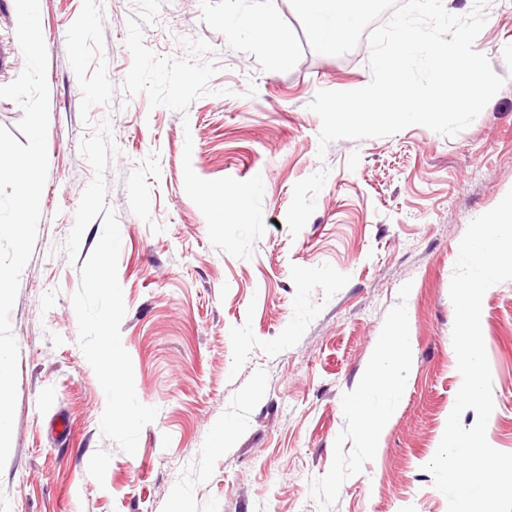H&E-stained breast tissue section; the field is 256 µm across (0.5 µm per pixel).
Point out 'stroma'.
Instances as JSON below:
<instances>
[{
    "label": "stroma",
    "instance_id": "1",
    "mask_svg": "<svg viewBox=\"0 0 512 512\" xmlns=\"http://www.w3.org/2000/svg\"><path fill=\"white\" fill-rule=\"evenodd\" d=\"M114 84L132 66L125 41L140 0H100ZM82 0H40L47 49L48 177L31 259L9 319L19 346L11 451L0 512H448L426 464L462 378L449 290L469 223L512 190V0H485L474 41L505 83L452 137L414 125L319 146L318 91L369 83L370 46L313 51L290 0H161L143 27L156 55L212 61L210 95L187 112L115 92L82 120L67 31ZM263 16L271 41L224 19ZM12 0H0V85L25 60ZM116 147L106 202L121 234V342L141 403L155 407L135 454L102 435L106 397L78 345L71 296L102 234L85 230L77 261L62 246L94 170L79 151L90 123ZM206 180L261 176L266 225L251 259L212 246L184 189L183 151ZM406 315L411 347L394 373L401 396L374 447L348 410L380 336ZM481 330L494 411L486 438L512 453V281L483 296ZM63 418L67 439L51 424ZM229 429L224 447L213 440Z\"/></svg>",
    "mask_w": 512,
    "mask_h": 512
}]
</instances>
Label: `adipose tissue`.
<instances>
[{
  "label": "adipose tissue",
  "mask_w": 512,
  "mask_h": 512,
  "mask_svg": "<svg viewBox=\"0 0 512 512\" xmlns=\"http://www.w3.org/2000/svg\"><path fill=\"white\" fill-rule=\"evenodd\" d=\"M405 317H398L389 331L380 340L378 354L368 369L366 381L361 391L350 400L348 407L357 416L363 441L366 447H373L379 430L389 414V404L400 393L399 387L390 381L389 374L395 368L399 353L407 351ZM383 391L387 405L377 407L372 403L376 391Z\"/></svg>",
  "instance_id": "1"
}]
</instances>
